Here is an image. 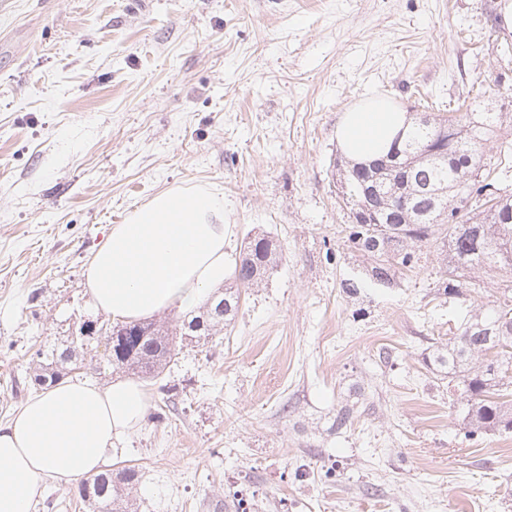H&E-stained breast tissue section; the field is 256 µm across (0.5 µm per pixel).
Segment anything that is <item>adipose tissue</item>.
<instances>
[{"instance_id": "obj_1", "label": "adipose tissue", "mask_w": 512, "mask_h": 512, "mask_svg": "<svg viewBox=\"0 0 512 512\" xmlns=\"http://www.w3.org/2000/svg\"><path fill=\"white\" fill-rule=\"evenodd\" d=\"M405 124L401 110L368 101L344 113L336 140L347 157L369 161L388 150ZM231 233L222 193L201 186L159 192L113 225L90 256V300L121 322L195 308L227 278ZM148 403L131 379L102 389L63 381L28 398L0 425V512H32L46 483L98 474L117 440L141 425Z\"/></svg>"}]
</instances>
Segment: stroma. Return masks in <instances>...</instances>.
Listing matches in <instances>:
<instances>
[{
  "mask_svg": "<svg viewBox=\"0 0 512 512\" xmlns=\"http://www.w3.org/2000/svg\"><path fill=\"white\" fill-rule=\"evenodd\" d=\"M511 1L0 0V423L35 346L109 323L84 290L93 248L156 193L204 186L232 254L264 234L282 260L220 343L176 336L173 398L148 385L111 460L139 469V512H512V435L466 438L423 362L498 303L499 273L441 295L425 245L392 286L346 293L371 261L331 176L336 125L367 101L512 113ZM346 402L372 408L331 432Z\"/></svg>",
  "mask_w": 512,
  "mask_h": 512,
  "instance_id": "obj_1",
  "label": "stroma"
}]
</instances>
